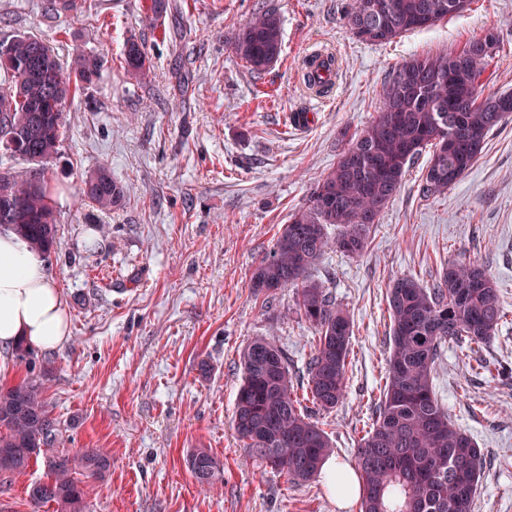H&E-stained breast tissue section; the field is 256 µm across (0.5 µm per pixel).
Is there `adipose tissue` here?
<instances>
[{
  "mask_svg": "<svg viewBox=\"0 0 512 512\" xmlns=\"http://www.w3.org/2000/svg\"><path fill=\"white\" fill-rule=\"evenodd\" d=\"M68 335L67 301L42 255L14 235L0 234V349L22 339L49 350Z\"/></svg>",
  "mask_w": 512,
  "mask_h": 512,
  "instance_id": "adipose-tissue-1",
  "label": "adipose tissue"
}]
</instances>
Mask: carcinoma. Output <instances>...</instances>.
Instances as JSON below:
<instances>
[{
    "instance_id": "obj_1",
    "label": "carcinoma",
    "mask_w": 512,
    "mask_h": 512,
    "mask_svg": "<svg viewBox=\"0 0 512 512\" xmlns=\"http://www.w3.org/2000/svg\"><path fill=\"white\" fill-rule=\"evenodd\" d=\"M387 14L379 0H352L345 26L364 27L363 38L383 43L460 14L453 0H391ZM499 35L489 32L453 53L414 56L383 88L378 115L347 147L336 165L310 191L306 205L283 225L268 255L251 277L254 293L296 290L300 314L319 334L308 367V401L330 410L345 397L352 323L311 275L329 250L349 257L367 248L370 227L399 192L410 166L426 149L421 190L441 195L461 181L481 155L488 134L512 119V107L498 110L495 101L512 93L484 97L481 77L493 59ZM231 49L254 72L276 62L282 51L281 21L268 11L255 14L234 35ZM127 73L146 74V55L130 40ZM104 59L77 52L74 64L60 62L53 48L29 34L0 42V229L12 231L31 248L49 254L56 244L51 205L59 191L45 178L44 165L59 154L66 105L84 83L99 75ZM308 89L328 92L331 83L315 69L334 74L335 58L316 54L304 61ZM25 161L31 167H13ZM83 200L102 211L117 207L124 189L101 168L83 181ZM391 320L385 381L369 430L356 456L359 512H473L483 474L484 456L472 438L448 417L433 386V371L442 347L452 339L482 345L495 336L504 316L496 281L484 263L448 265L431 287L413 277L393 281L386 294ZM16 357L28 361V376L0 386V474L26 475L31 461L42 457L45 478L28 485L34 508L47 503L56 512H90L84 479L100 478L111 466L104 448L72 452L60 448L63 432L45 398L49 373L37 368L23 341ZM242 381L237 390L233 426L252 457L293 482L320 474L332 454L328 434L318 426L294 392L288 358L272 341L257 338L240 357ZM202 486H210L223 464L205 449L187 459Z\"/></svg>"
}]
</instances>
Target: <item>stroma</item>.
I'll list each match as a JSON object with an SVG mask.
<instances>
[{
  "label": "stroma",
  "instance_id": "stroma-1",
  "mask_svg": "<svg viewBox=\"0 0 512 512\" xmlns=\"http://www.w3.org/2000/svg\"><path fill=\"white\" fill-rule=\"evenodd\" d=\"M87 0L84 13L46 0H0V42L45 40L64 64L77 50L105 57L99 80L69 101L59 158L55 251L47 263L68 300L70 335L35 350L50 369L49 408L70 449H107L104 477L85 482L92 512H339L323 477L292 483L252 458L233 428L240 353L275 341L297 393L306 390L317 333L294 289L255 294L251 275L289 215L335 164L344 133L376 117L384 85L411 56L450 53L494 30L500 45L484 94L512 91V0H472L464 13L388 43L356 39L349 0ZM279 16L282 52L252 73L229 41L258 10ZM143 45L144 80L125 70ZM324 50L338 65L329 92L305 87L300 64ZM106 167L125 190L109 212L82 201L84 179ZM422 164L369 232L363 256L329 253L312 271L352 321L347 391L313 411L333 455L354 464L386 371V291L410 275L439 280L449 261L486 263L506 317L482 346L445 344L433 385L454 424L484 454L473 512H512V121L491 131L462 181L426 198ZM205 448L223 477L200 486L187 457ZM0 482V512H33L27 486Z\"/></svg>",
  "mask_w": 512,
  "mask_h": 512
}]
</instances>
